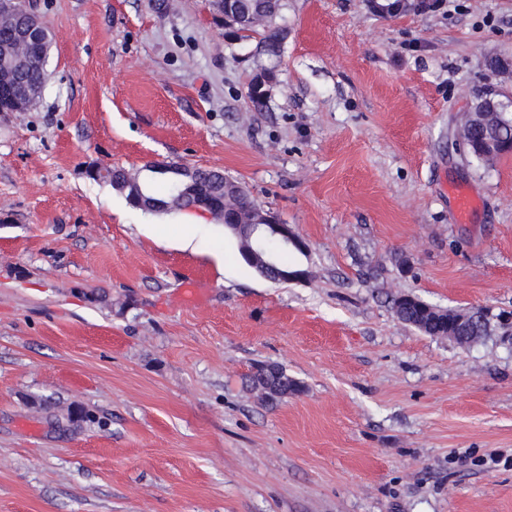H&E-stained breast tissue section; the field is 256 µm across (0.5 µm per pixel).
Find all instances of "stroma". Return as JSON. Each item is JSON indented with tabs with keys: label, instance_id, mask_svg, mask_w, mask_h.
<instances>
[{
	"label": "stroma",
	"instance_id": "1",
	"mask_svg": "<svg viewBox=\"0 0 512 512\" xmlns=\"http://www.w3.org/2000/svg\"><path fill=\"white\" fill-rule=\"evenodd\" d=\"M33 3L48 82L0 113V512H512V344L391 303L512 310V153L458 146L476 94L512 92V0H282L273 61L208 0ZM153 163L242 183L306 279H264L209 216L181 249L185 213L87 174L157 188ZM266 363L301 393L262 401ZM393 308L398 318L424 334L438 338H448L460 345V347H470L477 344L487 337L491 336L494 331L500 330L499 322L493 321V317L489 315V309L480 308L478 317L470 329L468 336L464 339H454L457 336L455 327V318L458 312L453 309H439L418 297L406 299L403 296L397 297L393 302ZM433 319H436L433 322ZM424 328V331L421 330Z\"/></svg>",
	"mask_w": 512,
	"mask_h": 512
}]
</instances>
